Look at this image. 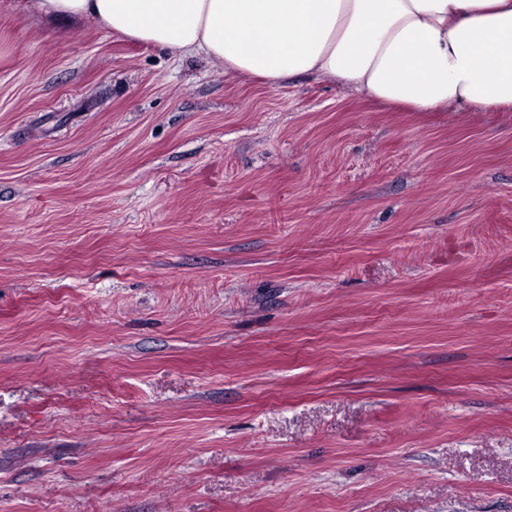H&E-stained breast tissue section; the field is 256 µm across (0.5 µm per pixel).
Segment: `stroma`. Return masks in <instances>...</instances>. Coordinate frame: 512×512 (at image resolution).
Masks as SVG:
<instances>
[{
    "instance_id": "35a3bbf8",
    "label": "stroma",
    "mask_w": 512,
    "mask_h": 512,
    "mask_svg": "<svg viewBox=\"0 0 512 512\" xmlns=\"http://www.w3.org/2000/svg\"><path fill=\"white\" fill-rule=\"evenodd\" d=\"M0 32V512H512V112Z\"/></svg>"
}]
</instances>
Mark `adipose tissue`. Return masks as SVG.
Returning a JSON list of instances; mask_svg holds the SVG:
<instances>
[{
  "mask_svg": "<svg viewBox=\"0 0 512 512\" xmlns=\"http://www.w3.org/2000/svg\"><path fill=\"white\" fill-rule=\"evenodd\" d=\"M277 86L333 80L408 112H512V0H12Z\"/></svg>",
  "mask_w": 512,
  "mask_h": 512,
  "instance_id": "ef3b65f1",
  "label": "adipose tissue"
}]
</instances>
